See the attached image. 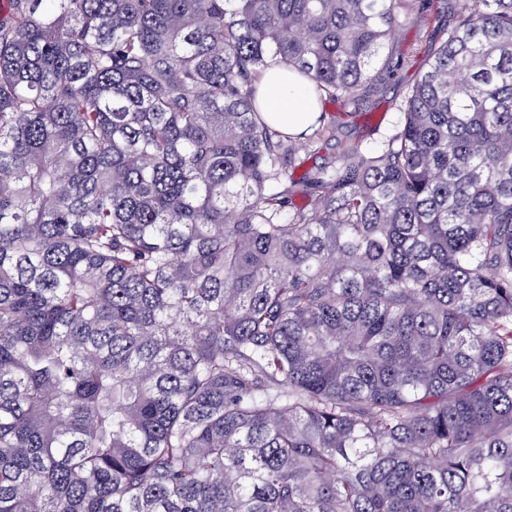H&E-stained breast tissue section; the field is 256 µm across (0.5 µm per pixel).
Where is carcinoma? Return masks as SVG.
<instances>
[{
	"instance_id": "cac0c4a2",
	"label": "carcinoma",
	"mask_w": 512,
	"mask_h": 512,
	"mask_svg": "<svg viewBox=\"0 0 512 512\" xmlns=\"http://www.w3.org/2000/svg\"><path fill=\"white\" fill-rule=\"evenodd\" d=\"M433 13L6 0L0 512H512V0L294 177ZM265 111L274 115L283 124L297 125L306 118L309 106L294 85L285 83L280 77L266 75L260 86ZM334 156H338V148L336 147L335 149L334 142H332V146H326L315 154L313 152H300L299 158L303 163L301 167L295 170V177H300L308 168L314 165H320L327 161H330L331 159H333Z\"/></svg>"
}]
</instances>
